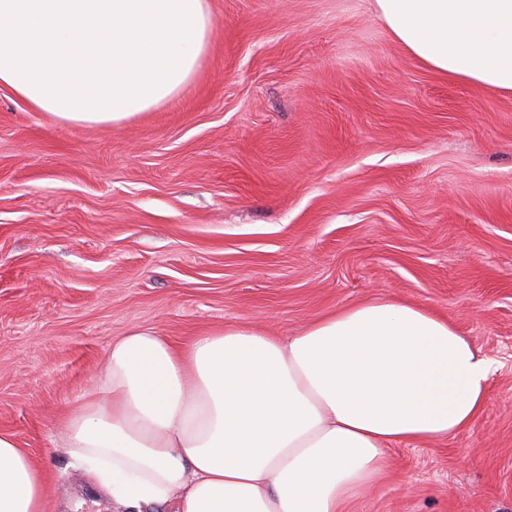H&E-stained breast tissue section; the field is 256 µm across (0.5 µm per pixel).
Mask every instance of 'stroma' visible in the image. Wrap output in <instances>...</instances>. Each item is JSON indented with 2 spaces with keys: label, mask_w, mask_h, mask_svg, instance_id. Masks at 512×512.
I'll return each mask as SVG.
<instances>
[{
  "label": "stroma",
  "mask_w": 512,
  "mask_h": 512,
  "mask_svg": "<svg viewBox=\"0 0 512 512\" xmlns=\"http://www.w3.org/2000/svg\"><path fill=\"white\" fill-rule=\"evenodd\" d=\"M189 88L117 126L0 89V432L52 512H113L56 447L113 339L293 336L372 298L490 363L479 416L397 447L348 512H512V96L423 67L372 0H208Z\"/></svg>",
  "instance_id": "1"
}]
</instances>
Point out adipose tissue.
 Returning <instances> with one entry per match:
<instances>
[{"instance_id": "adipose-tissue-1", "label": "adipose tissue", "mask_w": 512, "mask_h": 512, "mask_svg": "<svg viewBox=\"0 0 512 512\" xmlns=\"http://www.w3.org/2000/svg\"><path fill=\"white\" fill-rule=\"evenodd\" d=\"M425 67L512 95V0H374ZM208 0H0V87L33 111L119 126L184 92ZM490 365L448 320L374 299L299 335L227 326L175 345L113 340L59 445L118 512H345L394 447L445 440L486 402ZM46 471L0 432V512H48Z\"/></svg>"}]
</instances>
